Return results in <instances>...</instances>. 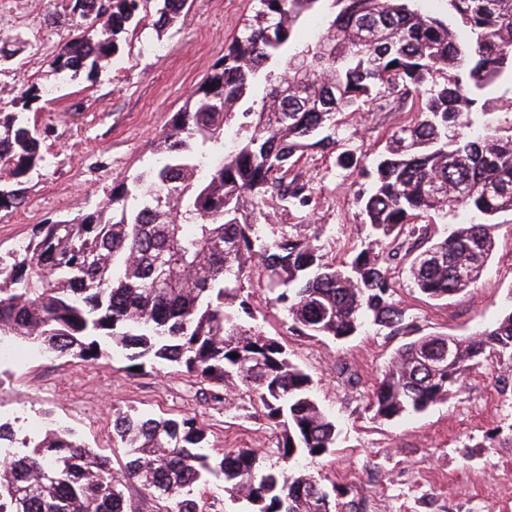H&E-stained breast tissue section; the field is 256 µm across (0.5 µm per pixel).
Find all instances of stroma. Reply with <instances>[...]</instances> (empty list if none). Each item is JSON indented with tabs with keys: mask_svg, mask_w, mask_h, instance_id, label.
I'll use <instances>...</instances> for the list:
<instances>
[{
	"mask_svg": "<svg viewBox=\"0 0 512 512\" xmlns=\"http://www.w3.org/2000/svg\"><path fill=\"white\" fill-rule=\"evenodd\" d=\"M255 8L254 0H190L173 26L160 30L146 17L124 34L117 60L63 81L51 61L74 35L70 0H0V44H26L0 63V106L32 87L50 92L23 114L45 129L47 162L26 175L24 203L0 210V252L17 248L35 225L100 209L115 179L145 169L152 142ZM406 118L375 108L345 112L336 117V136L368 161ZM298 168L312 183L314 201L297 233L317 238L326 259L347 257L362 237L359 178L318 149L305 152ZM495 224L498 247L482 279L464 294L431 301L400 277L396 300L419 334L465 337L512 305V214H499ZM257 324L287 345L336 419L334 448L303 459V473L350 487L362 512H512V363L474 366L448 400L382 420L367 405L404 336L372 329L344 343L311 339L292 334L285 312L266 307ZM24 353L18 367L0 360V420L19 422L28 435L57 421L119 472L128 456L113 420L116 410L131 409L196 418L212 453L254 448L265 467L278 459L277 430L252 411L204 399L202 384L188 373L149 364L137 369L121 353L94 363L49 358L32 347ZM342 363L357 384L338 375Z\"/></svg>",
	"mask_w": 512,
	"mask_h": 512,
	"instance_id": "obj_1",
	"label": "stroma"
}]
</instances>
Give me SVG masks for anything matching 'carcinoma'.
I'll return each instance as SVG.
<instances>
[{
  "label": "carcinoma",
  "instance_id": "obj_1",
  "mask_svg": "<svg viewBox=\"0 0 512 512\" xmlns=\"http://www.w3.org/2000/svg\"><path fill=\"white\" fill-rule=\"evenodd\" d=\"M254 18L154 141L155 161L112 184L108 206L37 224L28 242L0 256V342L52 357L95 361L108 350L141 363L180 367L215 402L259 411L279 430L285 466L264 471L251 448L214 459L193 417L120 412L114 432L127 448L124 471L67 427L19 438L0 423V512H140L131 481L156 512H205L201 486L216 478L249 512H357L323 480L296 470L336 444V422L312 392L311 375L255 319L253 281L287 312L299 336L336 341L375 326L410 339L399 346L370 397L391 420L448 399L482 359L512 361V307L467 339L454 362L430 359L448 335L413 334L395 299L396 272L423 296L446 301L475 285L496 251L495 217L512 212V135L486 119L490 91L512 85V0H256ZM188 0H71L81 26L53 58L65 79L118 57L126 28L148 9L171 25ZM308 12L325 15L303 82L273 73L296 50ZM464 28L468 39L458 40ZM255 112H240L259 83ZM39 94L25 91L0 112V210L25 201L19 178L46 163L42 134L21 117ZM413 110L371 163L336 152V115L377 101ZM336 153V166L365 179L356 196L364 237L346 260H324L312 240L270 223L271 213L307 216L310 181L295 167L309 149ZM460 217L431 233L435 219ZM237 357H232V354Z\"/></svg>",
  "mask_w": 512,
  "mask_h": 512
}]
</instances>
